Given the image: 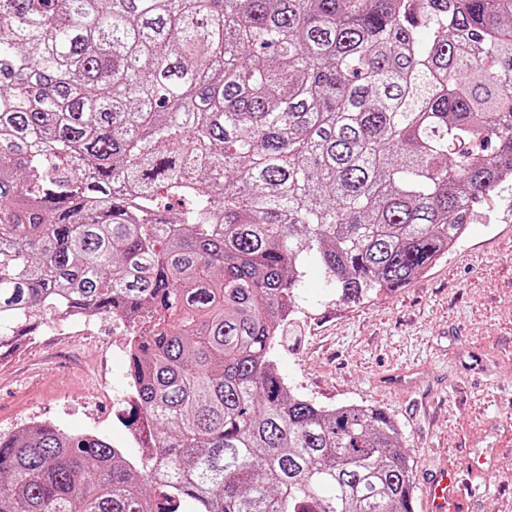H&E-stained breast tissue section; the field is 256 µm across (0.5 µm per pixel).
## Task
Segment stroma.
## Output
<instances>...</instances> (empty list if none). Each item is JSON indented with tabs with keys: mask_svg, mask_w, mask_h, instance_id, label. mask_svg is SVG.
<instances>
[{
	"mask_svg": "<svg viewBox=\"0 0 512 512\" xmlns=\"http://www.w3.org/2000/svg\"><path fill=\"white\" fill-rule=\"evenodd\" d=\"M299 295L274 350L292 391L394 418L411 457L414 512H425L428 474L476 459L489 486L464 496L460 512H512V189L478 204L459 243L403 288L343 304L310 257ZM133 329L101 319L43 326L0 361V434L52 422L100 433L139 459L127 382ZM404 366L419 370L412 387L378 386L379 373Z\"/></svg>",
	"mask_w": 512,
	"mask_h": 512,
	"instance_id": "35a3bbf8",
	"label": "stroma"
}]
</instances>
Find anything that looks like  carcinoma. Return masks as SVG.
Here are the masks:
<instances>
[{"mask_svg":"<svg viewBox=\"0 0 512 512\" xmlns=\"http://www.w3.org/2000/svg\"><path fill=\"white\" fill-rule=\"evenodd\" d=\"M512 182V0H0V358L140 317L134 465L0 434V512H413L383 410L295 395L303 259L354 302Z\"/></svg>","mask_w":512,"mask_h":512,"instance_id":"1","label":"carcinoma"}]
</instances>
